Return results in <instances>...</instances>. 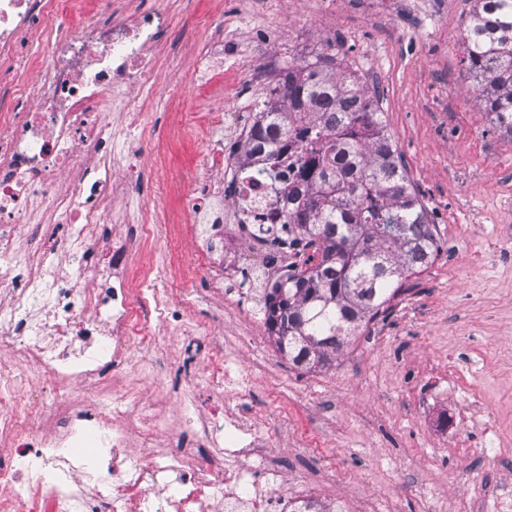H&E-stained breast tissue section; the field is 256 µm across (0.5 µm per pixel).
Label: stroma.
<instances>
[{"mask_svg": "<svg viewBox=\"0 0 512 512\" xmlns=\"http://www.w3.org/2000/svg\"><path fill=\"white\" fill-rule=\"evenodd\" d=\"M441 3L435 28L424 31L407 18L390 28L368 21L353 0H341L332 18L304 0L328 37L298 47L304 56L338 54L376 90L407 178L437 228V258L331 367L300 370L269 339L240 345L238 361L254 370L250 402L271 409L277 442L267 455L289 486L315 484L324 500L352 508L365 501L373 512H512V136L495 128L465 71L461 34L476 0ZM206 35L192 20L163 37L155 48L161 86L183 80ZM173 45L178 70L166 66ZM145 109L159 131L192 124L147 173L142 199L157 204L169 171L198 170L204 132L194 113L157 102ZM208 287L202 276L166 284L174 297L198 290L192 314L213 322L210 332L165 339L172 369L149 399L168 419L188 399L203 411L239 407L196 383L214 347L250 328L246 317L223 314ZM486 417L496 438L481 432Z\"/></svg>", "mask_w": 512, "mask_h": 512, "instance_id": "35a3bbf8", "label": "stroma"}]
</instances>
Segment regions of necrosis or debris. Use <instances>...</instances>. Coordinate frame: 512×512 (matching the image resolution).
Listing matches in <instances>:
<instances>
[{
	"instance_id": "4bbe7bcc",
	"label": "necrosis or debris",
	"mask_w": 512,
	"mask_h": 512,
	"mask_svg": "<svg viewBox=\"0 0 512 512\" xmlns=\"http://www.w3.org/2000/svg\"><path fill=\"white\" fill-rule=\"evenodd\" d=\"M198 2L180 0V14H195ZM98 10L108 20L95 18ZM177 15L112 0H0V288L10 292L0 307V484L15 490L13 512H288L284 479L265 454L275 442L267 408L151 418L144 391L167 369L163 357L124 388L104 378L108 367L129 370L136 348L156 347L160 333L207 329L191 314L197 291L175 299L156 279H132L130 255L157 223L155 207H139L111 245L89 237L113 202L138 195L144 158H159L177 135L136 121L161 94L153 49ZM209 28L191 77L208 131L206 173L176 178L185 206L168 214L165 234L179 241L182 227L198 228L200 243L178 261L187 272H210L213 288L254 277L268 291L286 277L288 258L249 262L241 233L287 223L283 182L305 191L316 184L303 168L305 143L290 141L287 164L271 171L249 137L264 112L288 107L273 93L286 75L276 30L258 25L242 50L223 13ZM228 58L239 60L250 85L269 90L248 112L210 107ZM116 106L128 117L120 129L104 118ZM26 224L64 232L23 249ZM232 361L213 353L202 388L246 398L250 374ZM89 444L99 449L91 460L77 452ZM144 448L151 456H141Z\"/></svg>"
}]
</instances>
